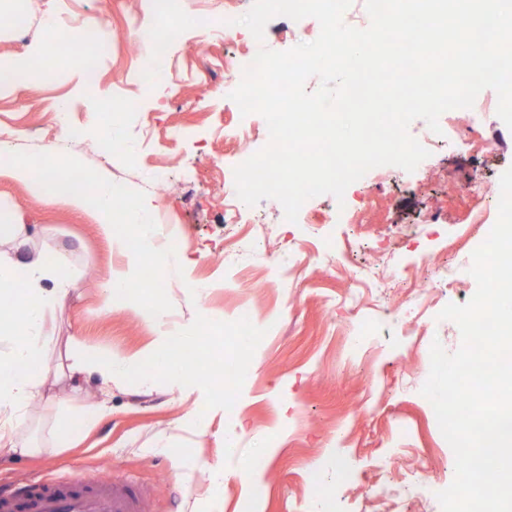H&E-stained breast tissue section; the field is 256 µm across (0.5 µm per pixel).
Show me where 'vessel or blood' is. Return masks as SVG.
<instances>
[{
  "label": "vessel or blood",
  "instance_id": "b4317fda",
  "mask_svg": "<svg viewBox=\"0 0 512 512\" xmlns=\"http://www.w3.org/2000/svg\"><path fill=\"white\" fill-rule=\"evenodd\" d=\"M145 496L131 482L105 475L81 485L65 477L45 478L0 493V512H147Z\"/></svg>",
  "mask_w": 512,
  "mask_h": 512
}]
</instances>
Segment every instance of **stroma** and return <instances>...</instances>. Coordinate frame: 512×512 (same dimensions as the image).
<instances>
[{
	"mask_svg": "<svg viewBox=\"0 0 512 512\" xmlns=\"http://www.w3.org/2000/svg\"><path fill=\"white\" fill-rule=\"evenodd\" d=\"M152 0H0L13 21L0 26V61L27 57L40 46L43 81H19L0 89V141L15 152L71 155L114 183L153 197L160 238L176 236L186 264L170 262L166 293L173 319L196 315L245 316L266 335L249 365L231 410H208L205 428L190 416L204 406L171 384L123 383L102 396L99 378L87 374L80 393L67 381L52 385L53 402L30 409L29 432L39 453L0 456V485L68 474L85 482L110 474L144 488L150 512H191L211 487L207 465L223 463V512H441L436 498L454 479V453L432 404L420 390L430 371V348L447 352L461 344L458 326L439 320L448 304L468 302L476 291L469 273L485 228L475 209L500 192L499 178L512 168V130L497 115L494 90L477 103L485 116L481 147H437L430 163L413 172L390 169L370 190L372 223L352 224L330 194L311 201L309 214L288 223L282 205L265 201L246 208V224L228 223L224 203L232 191L236 137L242 121L224 62L244 57L247 28L199 37L184 30L164 59L159 79L167 93L155 97L139 69L154 53L133 42L149 29ZM65 28L89 14L102 15L108 48L96 72H87L83 46L61 51L43 28L47 14ZM320 25L295 27L285 16L266 26L263 44L284 51L315 40ZM65 100L83 132L73 145L56 121ZM124 150L105 153L99 136L106 107ZM0 154V199L43 225V246H60L77 273L62 309L47 315L43 367L55 372L70 338L90 357L114 354L146 359L155 339L140 306L104 302L103 286L121 256L111 250L89 210L66 201L44 203L28 185L9 176ZM165 172L164 186L152 174ZM484 185L469 195L471 180ZM439 213V223L427 217ZM453 282L439 287V270ZM377 280L370 288L366 279ZM204 285L187 304L186 281ZM108 415L85 429L84 415L99 400ZM71 415L74 440L56 446L58 413ZM237 454L226 457L225 437ZM271 449L259 497L238 473L258 449Z\"/></svg>",
	"mask_w": 512,
	"mask_h": 512,
	"instance_id": "1",
	"label": "stroma"
}]
</instances>
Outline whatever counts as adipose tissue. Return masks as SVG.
Masks as SVG:
<instances>
[{"label":"adipose tissue","mask_w":512,"mask_h":512,"mask_svg":"<svg viewBox=\"0 0 512 512\" xmlns=\"http://www.w3.org/2000/svg\"><path fill=\"white\" fill-rule=\"evenodd\" d=\"M38 235V225L0 203V305L6 309L0 334L14 339L9 351L0 352V455L34 450L25 432L27 410L43 398L48 375L32 360L39 353L46 314L63 302L72 286L62 273V249H38ZM135 367V360L117 356L87 358L77 347L70 353L71 374L95 371L106 387Z\"/></svg>","instance_id":"ef3b65f1"}]
</instances>
